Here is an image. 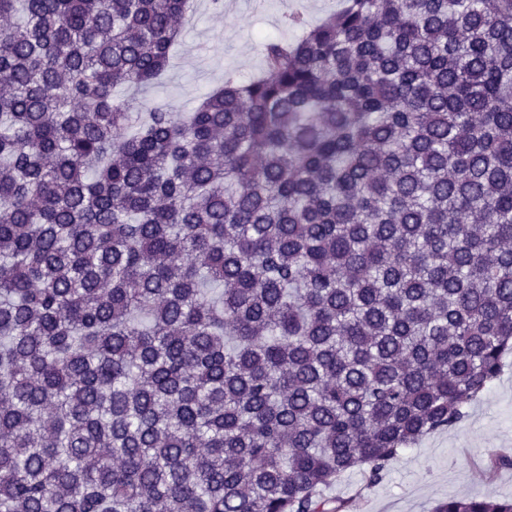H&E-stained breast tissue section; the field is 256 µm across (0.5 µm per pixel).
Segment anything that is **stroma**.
Here are the masks:
<instances>
[{
    "label": "stroma",
    "mask_w": 512,
    "mask_h": 512,
    "mask_svg": "<svg viewBox=\"0 0 512 512\" xmlns=\"http://www.w3.org/2000/svg\"><path fill=\"white\" fill-rule=\"evenodd\" d=\"M341 0H224L213 10L210 0H194L182 40L172 52L161 84L152 89L151 103L175 112L189 111L197 99L224 82L227 73L248 79L263 66L260 43L267 38L291 39L281 19L302 9L311 24L334 13ZM512 452V358L480 400L467 407L454 428L424 437L406 449L382 481L365 486L352 471L327 488L326 494L355 501L357 512H432L443 500L492 496L512 499V467L484 474L477 461L482 452Z\"/></svg>",
    "instance_id": "stroma-1"
}]
</instances>
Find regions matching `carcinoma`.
<instances>
[{
	"instance_id": "carcinoma-1",
	"label": "carcinoma",
	"mask_w": 512,
	"mask_h": 512,
	"mask_svg": "<svg viewBox=\"0 0 512 512\" xmlns=\"http://www.w3.org/2000/svg\"><path fill=\"white\" fill-rule=\"evenodd\" d=\"M190 8L0 0V512H351L512 355V0L294 11L185 116L117 94Z\"/></svg>"
}]
</instances>
